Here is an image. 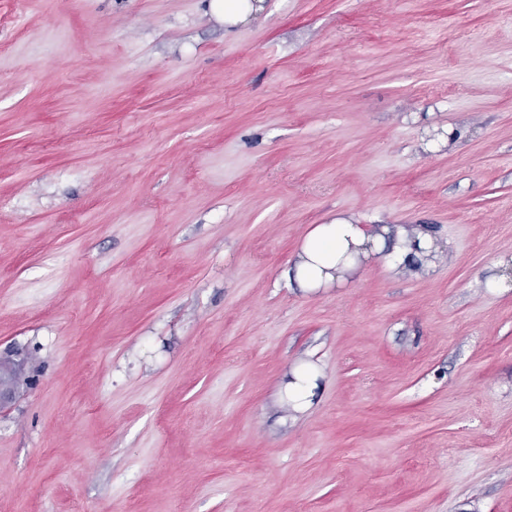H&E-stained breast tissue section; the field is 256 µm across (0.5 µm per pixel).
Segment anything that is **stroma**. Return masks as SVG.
I'll return each mask as SVG.
<instances>
[{
	"instance_id": "obj_1",
	"label": "stroma",
	"mask_w": 512,
	"mask_h": 512,
	"mask_svg": "<svg viewBox=\"0 0 512 512\" xmlns=\"http://www.w3.org/2000/svg\"><path fill=\"white\" fill-rule=\"evenodd\" d=\"M339 214L434 273L290 286ZM9 351L0 512H512V0H0ZM202 0L209 12L218 20H224V30L227 33L234 31L239 24L244 23L253 14L263 10V1L256 0ZM320 388L318 375L307 366L295 368L284 385L282 403L287 407L290 418L297 421L300 414L306 413L314 403Z\"/></svg>"
}]
</instances>
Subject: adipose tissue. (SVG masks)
I'll return each mask as SVG.
<instances>
[{
    "label": "adipose tissue",
    "instance_id": "adipose-tissue-1",
    "mask_svg": "<svg viewBox=\"0 0 512 512\" xmlns=\"http://www.w3.org/2000/svg\"><path fill=\"white\" fill-rule=\"evenodd\" d=\"M434 247L432 231L422 225L368 228L339 216L307 230L288 279L306 292L336 288L356 277L372 260L394 273L428 274L436 262L426 259L425 254ZM319 388L318 376L309 367L292 371L282 398L290 419H298L312 407Z\"/></svg>",
    "mask_w": 512,
    "mask_h": 512
}]
</instances>
